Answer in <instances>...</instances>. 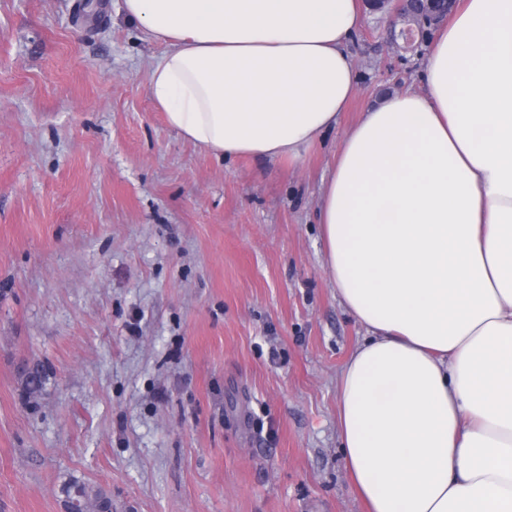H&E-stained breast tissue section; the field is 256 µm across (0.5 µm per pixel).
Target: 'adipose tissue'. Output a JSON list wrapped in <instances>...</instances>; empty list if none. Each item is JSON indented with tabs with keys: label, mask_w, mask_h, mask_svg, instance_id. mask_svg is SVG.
Masks as SVG:
<instances>
[{
	"label": "adipose tissue",
	"mask_w": 512,
	"mask_h": 512,
	"mask_svg": "<svg viewBox=\"0 0 512 512\" xmlns=\"http://www.w3.org/2000/svg\"><path fill=\"white\" fill-rule=\"evenodd\" d=\"M164 44L149 90L216 157L297 164L357 94L360 0H123ZM426 87L348 128L324 268L366 335L337 380L369 512H512V0H458Z\"/></svg>",
	"instance_id": "adipose-tissue-1"
}]
</instances>
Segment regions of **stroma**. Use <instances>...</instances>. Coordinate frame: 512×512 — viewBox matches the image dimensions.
I'll use <instances>...</instances> for the list:
<instances>
[{
    "label": "stroma",
    "mask_w": 512,
    "mask_h": 512,
    "mask_svg": "<svg viewBox=\"0 0 512 512\" xmlns=\"http://www.w3.org/2000/svg\"><path fill=\"white\" fill-rule=\"evenodd\" d=\"M122 0H0V512H365L337 376L365 331L323 267L344 129L422 89L366 13L358 94L304 165L217 159L149 91L164 46ZM53 375L36 402L22 364ZM66 512H112V498L85 482L69 478L61 486Z\"/></svg>",
    "instance_id": "1"
}]
</instances>
